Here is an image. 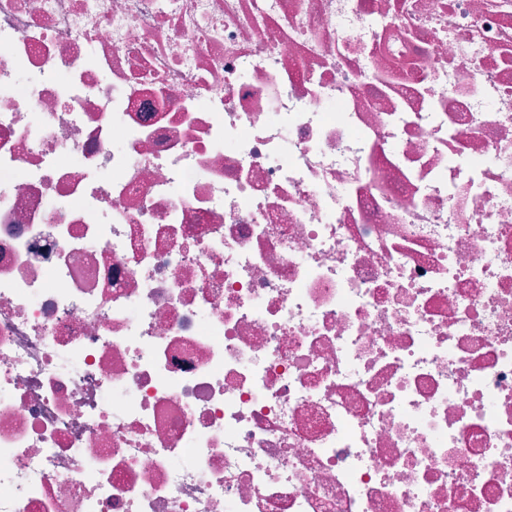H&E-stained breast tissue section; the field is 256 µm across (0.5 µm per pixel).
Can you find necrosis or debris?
Returning a JSON list of instances; mask_svg holds the SVG:
<instances>
[{
	"mask_svg": "<svg viewBox=\"0 0 512 512\" xmlns=\"http://www.w3.org/2000/svg\"><path fill=\"white\" fill-rule=\"evenodd\" d=\"M0 512H512V0H0Z\"/></svg>",
	"mask_w": 512,
	"mask_h": 512,
	"instance_id": "obj_1",
	"label": "necrosis or debris"
}]
</instances>
